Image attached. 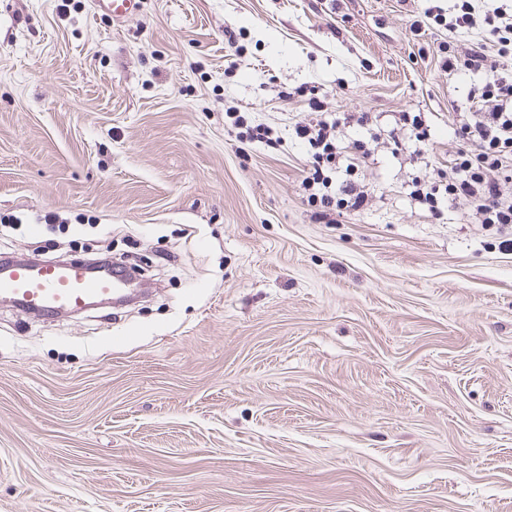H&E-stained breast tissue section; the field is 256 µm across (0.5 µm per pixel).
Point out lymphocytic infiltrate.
<instances>
[{
    "label": "lymphocytic infiltrate",
    "mask_w": 512,
    "mask_h": 512,
    "mask_svg": "<svg viewBox=\"0 0 512 512\" xmlns=\"http://www.w3.org/2000/svg\"><path fill=\"white\" fill-rule=\"evenodd\" d=\"M422 14L448 33L439 45L444 70L470 74L475 82L466 105L452 115L456 150L448 172L415 178L413 195L431 212L444 200L466 203L472 220L503 233L502 245L511 250L512 0H492L484 9L473 0H453L446 8L426 0ZM287 97L304 100L313 114L312 120L293 126L292 136L311 155L302 184L316 207L315 219L326 224L332 210H363L366 184L332 175L339 161L335 140L340 123L326 99L307 86L288 91Z\"/></svg>",
    "instance_id": "lymphocytic-infiltrate-1"
}]
</instances>
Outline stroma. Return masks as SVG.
Here are the masks:
<instances>
[{"mask_svg":"<svg viewBox=\"0 0 512 512\" xmlns=\"http://www.w3.org/2000/svg\"><path fill=\"white\" fill-rule=\"evenodd\" d=\"M419 0H0V253H127L135 303L0 304V512H512V251L410 194L470 79ZM245 52L225 77V39ZM392 130L322 224L281 90ZM237 106L285 136L243 144ZM139 3V0H93V9L119 24L137 12Z\"/></svg>","mask_w":512,"mask_h":512,"instance_id":"obj_1","label":"stroma"}]
</instances>
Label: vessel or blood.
Here are the masks:
<instances>
[{
    "instance_id": "obj_1",
    "label": "vessel or blood",
    "mask_w": 512,
    "mask_h": 512,
    "mask_svg": "<svg viewBox=\"0 0 512 512\" xmlns=\"http://www.w3.org/2000/svg\"><path fill=\"white\" fill-rule=\"evenodd\" d=\"M139 0H93L94 11L119 24L135 14ZM120 274L96 273L76 262H0V296L14 299L27 312L53 314L86 309L93 300L121 297Z\"/></svg>"
}]
</instances>
